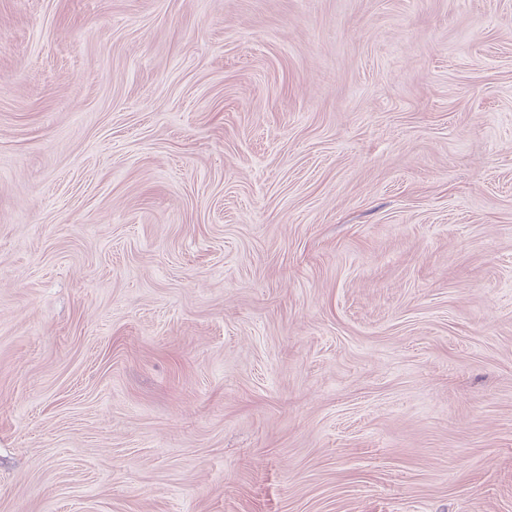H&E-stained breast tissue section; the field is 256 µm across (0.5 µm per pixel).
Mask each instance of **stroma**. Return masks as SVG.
<instances>
[{
    "label": "stroma",
    "instance_id": "1",
    "mask_svg": "<svg viewBox=\"0 0 512 512\" xmlns=\"http://www.w3.org/2000/svg\"><path fill=\"white\" fill-rule=\"evenodd\" d=\"M0 512H512V0H0Z\"/></svg>",
    "mask_w": 512,
    "mask_h": 512
}]
</instances>
